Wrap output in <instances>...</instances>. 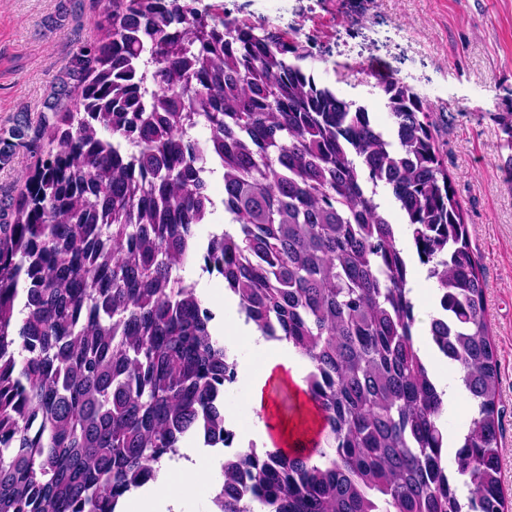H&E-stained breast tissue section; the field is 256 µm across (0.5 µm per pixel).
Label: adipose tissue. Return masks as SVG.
Here are the masks:
<instances>
[{
    "mask_svg": "<svg viewBox=\"0 0 512 512\" xmlns=\"http://www.w3.org/2000/svg\"><path fill=\"white\" fill-rule=\"evenodd\" d=\"M232 333L244 338L250 356L262 362V369L253 375L244 399L255 419L254 432L265 447L284 451L314 445L322 427V419L306 394V386L295 368L288 349L273 347L257 329L237 323ZM288 389L294 396L299 415L284 419L274 400L279 389ZM203 475L195 459L181 460L173 469L160 473L157 481L142 486L139 493L122 499V507L133 512H179L181 492L199 484Z\"/></svg>",
    "mask_w": 512,
    "mask_h": 512,
    "instance_id": "1",
    "label": "adipose tissue"
}]
</instances>
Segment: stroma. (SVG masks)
<instances>
[{
    "label": "stroma",
    "mask_w": 512,
    "mask_h": 512,
    "mask_svg": "<svg viewBox=\"0 0 512 512\" xmlns=\"http://www.w3.org/2000/svg\"><path fill=\"white\" fill-rule=\"evenodd\" d=\"M104 0H0V125L38 121L75 39L96 41ZM233 16L329 47L302 63L318 86L391 119L380 82L430 105L485 282L500 369L501 483L512 510V0H224Z\"/></svg>",
    "instance_id": "1"
}]
</instances>
